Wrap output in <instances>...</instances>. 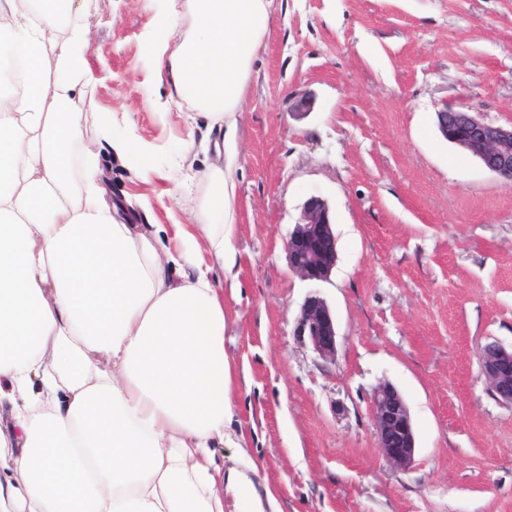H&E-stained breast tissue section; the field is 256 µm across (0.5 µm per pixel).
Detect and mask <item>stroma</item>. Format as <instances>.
<instances>
[{"label":"stroma","instance_id":"obj_1","mask_svg":"<svg viewBox=\"0 0 512 512\" xmlns=\"http://www.w3.org/2000/svg\"><path fill=\"white\" fill-rule=\"evenodd\" d=\"M234 128L237 262L224 290L231 364L217 452L275 496L262 512H512V406L488 390L479 352L512 344V187L440 134L466 106L512 125V0H272ZM167 0H94L83 68L99 118L126 122L142 168L102 150L108 200L135 224H192L221 129L168 102L147 44ZM310 110L299 117L298 103ZM196 142L193 169L176 153ZM325 199L336 264L320 284L335 318L334 360L293 330L312 287L285 244L303 202ZM408 405L409 468L382 454L370 394Z\"/></svg>","mask_w":512,"mask_h":512}]
</instances>
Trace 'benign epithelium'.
<instances>
[{
  "mask_svg": "<svg viewBox=\"0 0 512 512\" xmlns=\"http://www.w3.org/2000/svg\"><path fill=\"white\" fill-rule=\"evenodd\" d=\"M437 122L448 142L477 159L504 186H512V126H493L467 109L448 106L437 112ZM286 253L290 268L301 278L314 285L329 280L336 264V236L330 208L323 198L311 196L303 202L300 221L286 242ZM294 333L320 359H335L336 321L319 291L305 297ZM480 363L493 396L512 405V346L487 343L480 353ZM370 407L379 448L394 465L409 466L414 460L416 439L403 395L390 384L380 385L371 393Z\"/></svg>",
  "mask_w": 512,
  "mask_h": 512,
  "instance_id": "7a95c632",
  "label": "benign epithelium"
}]
</instances>
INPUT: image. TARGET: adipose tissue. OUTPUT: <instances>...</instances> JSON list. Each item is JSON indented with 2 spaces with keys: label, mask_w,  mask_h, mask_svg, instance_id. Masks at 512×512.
Wrapping results in <instances>:
<instances>
[{
  "label": "adipose tissue",
  "mask_w": 512,
  "mask_h": 512,
  "mask_svg": "<svg viewBox=\"0 0 512 512\" xmlns=\"http://www.w3.org/2000/svg\"><path fill=\"white\" fill-rule=\"evenodd\" d=\"M90 0H0V512H224L215 458L231 412L224 304L237 147L205 175L195 219L118 221L83 56ZM184 29L150 53L170 100L234 127L271 0H170Z\"/></svg>",
  "instance_id": "ef3b65f1"
}]
</instances>
